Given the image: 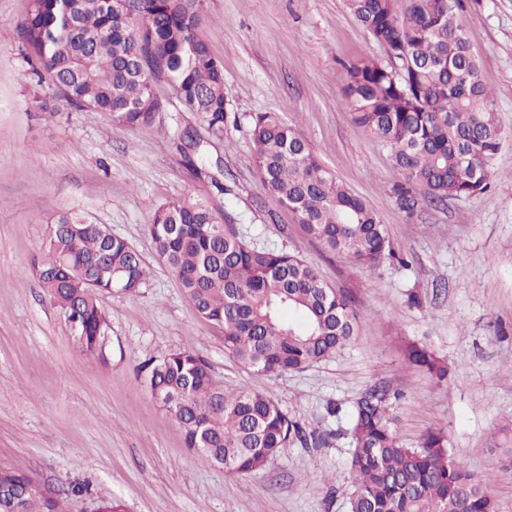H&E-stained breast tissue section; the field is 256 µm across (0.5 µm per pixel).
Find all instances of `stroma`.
I'll return each mask as SVG.
<instances>
[{
	"mask_svg": "<svg viewBox=\"0 0 512 512\" xmlns=\"http://www.w3.org/2000/svg\"><path fill=\"white\" fill-rule=\"evenodd\" d=\"M28 10L29 0H0V469L31 474L66 512H94L103 496L127 512H348L346 414L382 387L405 444L443 431L470 472L494 475L499 512H512V468L500 454L512 448V0H464L458 15L506 134L491 188L425 201L411 217L389 194L399 172L388 149L343 104L346 64L386 58L348 0H204L199 33L224 66L233 120L223 142L208 144L200 177L177 148L193 113L122 130L25 79L15 27ZM36 95L47 111L31 106ZM256 112L279 113L372 206L397 259L370 267L328 252L268 196L253 162ZM189 197L231 211L248 242L311 262L348 294L352 341L300 371L251 374L156 256L155 207ZM71 209L126 239L151 271L138 294L101 297V359L79 350L30 268ZM407 342L445 359L447 380L409 366ZM180 349L202 356L225 388L269 396L310 443L291 440L248 474L202 463L142 370Z\"/></svg>",
	"mask_w": 512,
	"mask_h": 512,
	"instance_id": "35a3bbf8",
	"label": "stroma"
}]
</instances>
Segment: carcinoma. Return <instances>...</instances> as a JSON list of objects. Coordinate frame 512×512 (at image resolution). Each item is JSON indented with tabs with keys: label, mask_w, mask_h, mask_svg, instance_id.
Masks as SVG:
<instances>
[{
	"label": "carcinoma",
	"mask_w": 512,
	"mask_h": 512,
	"mask_svg": "<svg viewBox=\"0 0 512 512\" xmlns=\"http://www.w3.org/2000/svg\"><path fill=\"white\" fill-rule=\"evenodd\" d=\"M387 61L346 66L343 101L354 120L389 151L400 179L390 196L409 216L424 194L444 201L485 193L503 131L479 63L456 24L464 0H349ZM203 0H139L129 21L123 0H31L15 28L29 77L47 81L70 104L107 112L122 129L154 125L166 81L184 112L213 141L231 117L224 66L199 35ZM254 164L263 186L291 210L308 236L360 265L394 256L386 228L277 112L251 117ZM180 150L196 173L203 141L186 132ZM150 233L159 260L176 275L198 314L224 326V347L257 376L302 370L343 349L357 313L350 297L314 266L287 252L248 243L228 212L218 219L194 198L157 207ZM33 273L75 332L82 352L104 356L109 327L104 293L134 295L148 272L125 239L77 211L50 225ZM412 365L437 380L447 363L416 344ZM153 396L180 424L202 462L245 474L291 439H303L268 396L226 390L196 353L177 350L144 366ZM388 394L374 388L348 413L352 452L349 512H498L489 477L465 469L447 436L430 432L405 445L391 427ZM28 473L0 470V512H64V501L32 488Z\"/></svg>",
	"instance_id": "obj_1"
}]
</instances>
